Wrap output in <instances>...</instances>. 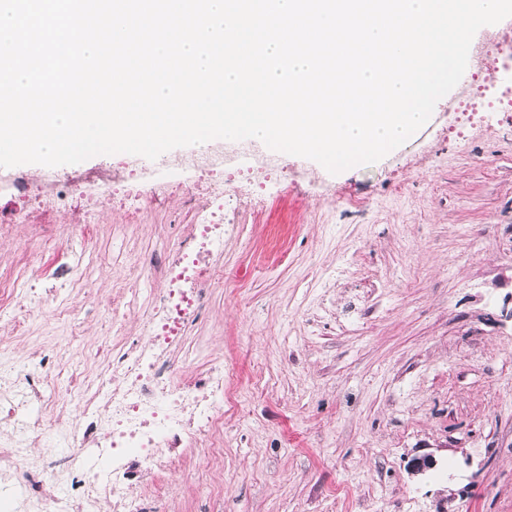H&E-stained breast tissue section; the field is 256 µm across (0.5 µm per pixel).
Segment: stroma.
Masks as SVG:
<instances>
[{"label": "stroma", "mask_w": 512, "mask_h": 512, "mask_svg": "<svg viewBox=\"0 0 512 512\" xmlns=\"http://www.w3.org/2000/svg\"><path fill=\"white\" fill-rule=\"evenodd\" d=\"M457 84L410 143L330 174L254 145L260 198L226 184L235 227L188 331L199 362L234 380L224 449H180L151 512H512V107L451 133ZM180 147L132 158L165 202L129 218L102 203L85 236L83 285L29 308L23 332L0 291V358L48 348L98 374V344L142 334L167 281L151 254L192 237L212 201ZM111 156L17 173L95 179ZM86 202L45 200L26 223H0V284L18 271L52 280ZM122 291L137 303L112 314ZM70 321L56 318L58 305ZM80 332L84 349L65 351ZM443 471L415 477L413 456Z\"/></svg>", "instance_id": "stroma-1"}]
</instances>
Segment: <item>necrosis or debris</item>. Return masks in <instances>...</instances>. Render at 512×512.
I'll use <instances>...</instances> for the list:
<instances>
[{"mask_svg":"<svg viewBox=\"0 0 512 512\" xmlns=\"http://www.w3.org/2000/svg\"><path fill=\"white\" fill-rule=\"evenodd\" d=\"M52 185L60 208L80 197L92 205L119 202L135 216L160 200L142 173L121 160L100 181L60 178ZM45 187L25 175L0 179V191L20 202L10 223L26 220ZM223 219L220 211L202 210L191 242L165 263L168 286L142 316L144 339L100 349L102 382L93 383L76 366H63L52 349L37 364L16 361L0 368V502L8 512H142L143 501L159 493L163 474L176 467L175 448L202 444L223 450L229 402L223 364L180 380L172 360L205 307L203 288L188 292L181 283L223 245ZM34 399L59 417L78 400L79 423L59 429L31 419L27 407ZM38 443L53 447V454L40 458L29 478H19L14 457ZM133 460L150 476L151 489L130 484Z\"/></svg>","mask_w":512,"mask_h":512,"instance_id":"4bbe7bcc","label":"necrosis or debris"}]
</instances>
